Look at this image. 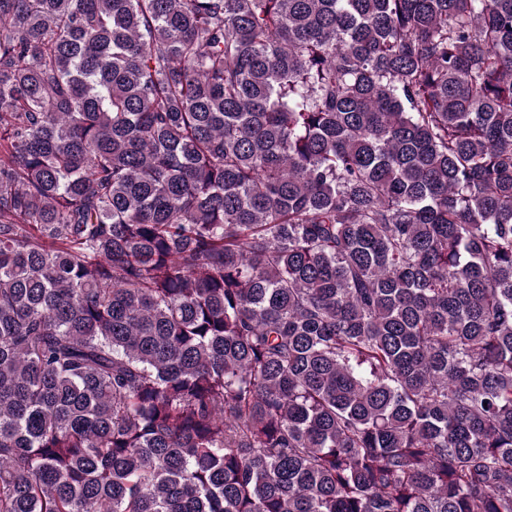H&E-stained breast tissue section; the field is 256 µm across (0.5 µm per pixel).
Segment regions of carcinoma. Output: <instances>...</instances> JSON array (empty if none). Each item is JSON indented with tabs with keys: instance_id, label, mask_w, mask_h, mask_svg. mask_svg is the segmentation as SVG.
I'll use <instances>...</instances> for the list:
<instances>
[{
	"instance_id": "carcinoma-1",
	"label": "carcinoma",
	"mask_w": 512,
	"mask_h": 512,
	"mask_svg": "<svg viewBox=\"0 0 512 512\" xmlns=\"http://www.w3.org/2000/svg\"><path fill=\"white\" fill-rule=\"evenodd\" d=\"M0 512H512V0H0Z\"/></svg>"
}]
</instances>
